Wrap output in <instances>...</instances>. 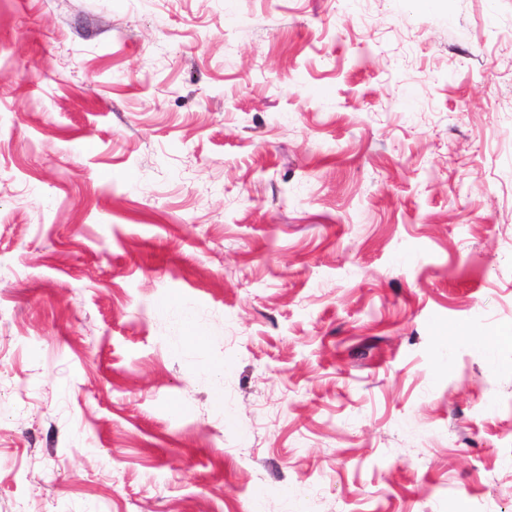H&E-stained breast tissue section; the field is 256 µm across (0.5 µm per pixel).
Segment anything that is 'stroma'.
Returning a JSON list of instances; mask_svg holds the SVG:
<instances>
[{
  "label": "stroma",
  "mask_w": 512,
  "mask_h": 512,
  "mask_svg": "<svg viewBox=\"0 0 512 512\" xmlns=\"http://www.w3.org/2000/svg\"><path fill=\"white\" fill-rule=\"evenodd\" d=\"M512 0H0V512H512Z\"/></svg>",
  "instance_id": "obj_1"
}]
</instances>
